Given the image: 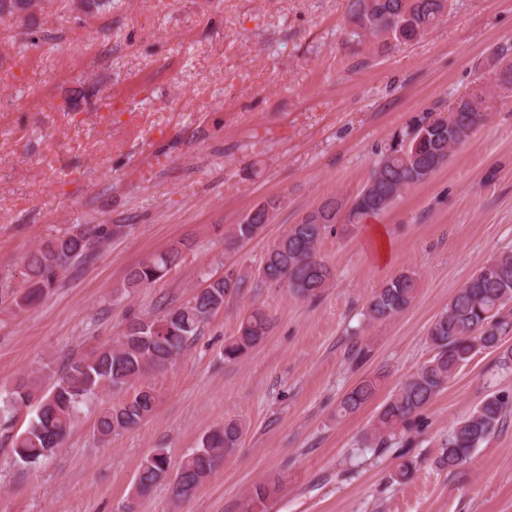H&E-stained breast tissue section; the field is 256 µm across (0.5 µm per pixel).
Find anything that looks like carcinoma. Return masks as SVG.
Returning <instances> with one entry per match:
<instances>
[{
  "label": "carcinoma",
  "instance_id": "obj_1",
  "mask_svg": "<svg viewBox=\"0 0 512 512\" xmlns=\"http://www.w3.org/2000/svg\"><path fill=\"white\" fill-rule=\"evenodd\" d=\"M448 0H347L349 20L365 35L408 43L422 37L442 17ZM491 96L478 89L461 98L447 117L426 111L395 132L377 152L372 175L351 202L337 197L321 202L268 249L259 268L261 283H285L296 294L311 299L329 284L333 272L317 253L321 237L338 223L358 224L368 215L386 211L400 193L428 180L487 119ZM279 201L267 200L233 225L229 238L244 243L271 222ZM118 233L112 224H76L65 234L42 243L25 257L26 291L15 300L18 308L31 305L52 288L59 276L76 264L93 259L101 245ZM175 253H159L133 266L125 287L142 288L161 278L176 261ZM248 287V281L230 270L212 280L192 299L167 309L160 318L134 316L112 345L87 356L67 360L52 387L35 394V381L19 379L0 394V428L8 431L18 411L37 402L27 427L11 436L16 463L34 469L60 448L86 408L107 393L125 398L99 408L96 430L100 438L131 429L154 411L157 395L146 380L151 370L173 363L199 335L203 324L224 301ZM417 280L403 271L375 291L367 301L371 320L394 317L415 298ZM270 319L261 308L243 316L237 334L224 342V361L234 363L263 341ZM512 332V251L502 252L482 265L448 302L428 329L433 357L392 391L375 416L369 448L379 451L397 434L410 431L419 413L445 388L455 372L480 350L495 351ZM381 376L365 377L339 402L336 415L345 417L367 406L377 395ZM512 396L492 393L473 411L460 417L448 432L440 464L450 469L465 465L473 451L502 427ZM245 426L230 420L203 436L200 446L186 454L176 470L170 468L167 449L156 448L143 458L132 485L133 498L150 494L165 481L177 500L190 497L239 447ZM408 452L397 455L395 480L413 473ZM282 489L280 482H262L250 492L246 512H265V504Z\"/></svg>",
  "mask_w": 512,
  "mask_h": 512
}]
</instances>
